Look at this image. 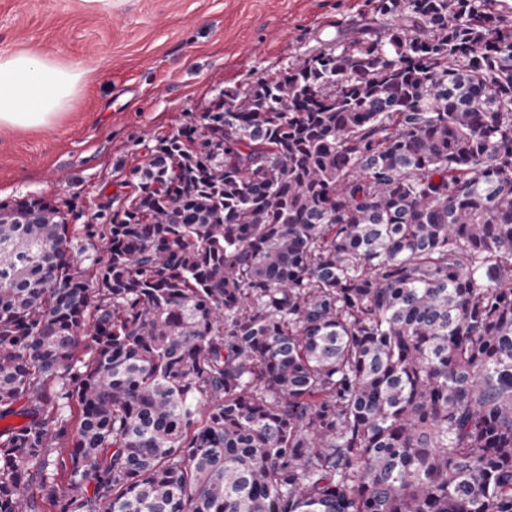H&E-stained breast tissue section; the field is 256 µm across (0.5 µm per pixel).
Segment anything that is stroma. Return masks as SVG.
Here are the masks:
<instances>
[{
	"instance_id": "35a3bbf8",
	"label": "stroma",
	"mask_w": 512,
	"mask_h": 512,
	"mask_svg": "<svg viewBox=\"0 0 512 512\" xmlns=\"http://www.w3.org/2000/svg\"><path fill=\"white\" fill-rule=\"evenodd\" d=\"M395 24L371 0H0V54L87 69L51 127L0 129V203L42 197L86 217L122 208L131 171L225 90Z\"/></svg>"
}]
</instances>
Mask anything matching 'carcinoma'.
Listing matches in <instances>:
<instances>
[{"instance_id":"cac0c4a2","label":"carcinoma","mask_w":512,"mask_h":512,"mask_svg":"<svg viewBox=\"0 0 512 512\" xmlns=\"http://www.w3.org/2000/svg\"><path fill=\"white\" fill-rule=\"evenodd\" d=\"M372 2L109 223L0 203V512H512V20Z\"/></svg>"}]
</instances>
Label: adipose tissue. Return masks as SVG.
<instances>
[{
    "label": "adipose tissue",
    "instance_id": "obj_1",
    "mask_svg": "<svg viewBox=\"0 0 512 512\" xmlns=\"http://www.w3.org/2000/svg\"><path fill=\"white\" fill-rule=\"evenodd\" d=\"M82 68L32 52L0 55V127L33 128L53 123L77 94Z\"/></svg>",
    "mask_w": 512,
    "mask_h": 512
}]
</instances>
